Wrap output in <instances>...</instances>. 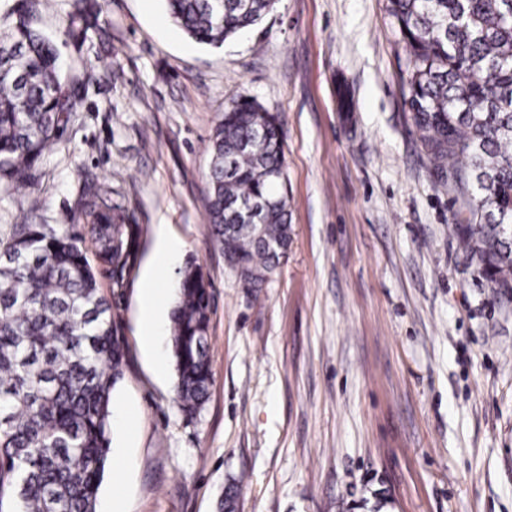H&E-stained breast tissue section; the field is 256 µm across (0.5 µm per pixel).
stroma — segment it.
I'll return each instance as SVG.
<instances>
[{
  "mask_svg": "<svg viewBox=\"0 0 512 512\" xmlns=\"http://www.w3.org/2000/svg\"><path fill=\"white\" fill-rule=\"evenodd\" d=\"M110 43L75 49L70 0H42L83 105L32 184L0 188V239L56 223L86 183L145 228L121 303L123 375L97 512H512V298H493L457 226L465 198L430 169L399 79L388 0H277L222 47L199 45L164 0H101ZM123 77L113 80V69ZM256 99L284 137L293 240L256 291L207 229L210 139ZM184 249L158 264L161 238ZM195 258L209 281L213 382L195 417L174 395L169 336L143 349L140 295L173 307Z\"/></svg>",
  "mask_w": 512,
  "mask_h": 512,
  "instance_id": "obj_1",
  "label": "stroma"
}]
</instances>
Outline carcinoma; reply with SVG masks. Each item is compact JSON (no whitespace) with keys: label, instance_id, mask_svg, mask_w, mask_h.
Returning <instances> with one entry per match:
<instances>
[{"label":"carcinoma","instance_id":"carcinoma-1","mask_svg":"<svg viewBox=\"0 0 512 512\" xmlns=\"http://www.w3.org/2000/svg\"><path fill=\"white\" fill-rule=\"evenodd\" d=\"M178 27L218 47L256 25L275 0H165ZM399 77L428 160L469 196L459 225L492 291L512 294V0H390ZM107 37L90 0H73L65 36ZM83 100L61 78L53 40L21 14L0 32V182L29 179ZM278 177H273V174ZM208 228L248 288L279 268L291 242L284 142L277 114L252 98L224 109L211 137ZM252 206L249 215L231 207ZM34 215L0 242V503L17 512H96L110 449L112 389L125 341L117 310L139 263L144 228L100 186L84 185L58 224ZM94 246V261L85 253ZM108 280L110 296L99 288ZM210 284L190 259L172 310L175 399L192 418L212 384ZM232 478L219 512H237Z\"/></svg>","mask_w":512,"mask_h":512}]
</instances>
